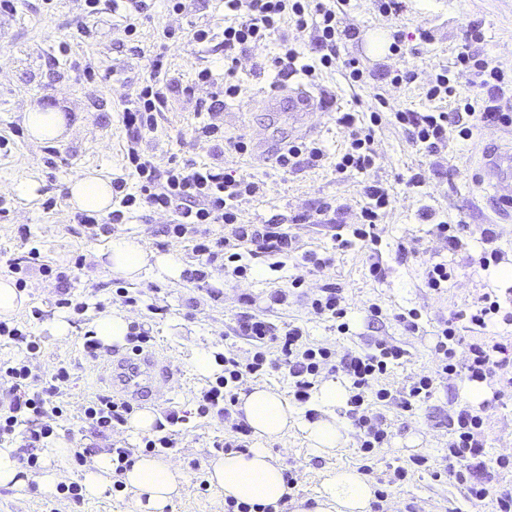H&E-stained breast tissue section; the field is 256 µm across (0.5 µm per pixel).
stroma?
I'll return each mask as SVG.
<instances>
[{
	"mask_svg": "<svg viewBox=\"0 0 512 512\" xmlns=\"http://www.w3.org/2000/svg\"><path fill=\"white\" fill-rule=\"evenodd\" d=\"M185 9L176 14L167 0H152L149 19L143 20L138 40H130L113 15L108 0H103L97 14L86 15L80 0H56L53 11H46L41 0H17L16 10L0 14V135L9 138L10 152L0 156V277L7 276L8 259L21 255L24 246L38 248L45 263L65 271L72 293L89 305L87 321L99 316V304L109 303L116 276L95 259L104 241L93 230L72 223L73 209L68 202L67 183L83 170H94L109 178H126L130 191L138 183L130 176L124 159L126 141L121 113L135 98L151 58L164 54L168 77L182 84H194L193 96L173 93L170 108L158 122V128L146 136L143 145L158 165L169 161L195 160L217 163L225 171L251 175L263 183V194L243 207L244 221L259 224L272 214L295 216L312 209L324 200L336 203V211L322 224H293L302 250H331L336 230L359 223L362 191L369 177L375 176L391 185L395 201L387 209L379 226L381 244L378 259L386 270L382 281L369 275V252L359 244L338 252L334 265L325 272L308 274L302 266L288 263L278 272L264 270L262 276L243 281L227 279L224 297L214 301L184 279H160L152 274L127 281L129 290L156 283L162 288L160 303L166 312L154 315L145 306L125 307L127 318L143 325L152 336L151 347L166 356L175 373L168 399L148 401V409L159 419L170 413L187 416L176 425L175 437L180 448L175 462L184 474L183 490L169 512H224V497L215 487L201 488L208 468L218 453L214 440L223 439L224 424L218 418L197 413L195 394L212 384V377L196 374L192 357L196 352L223 353L231 348L240 358L251 356L246 341L229 335L239 298L249 295L256 309L268 307L271 291L283 287L288 278L303 276L305 292L313 294L325 283L343 288L348 307L349 331L338 334L332 321L314 315L305 302L289 298L287 305L273 309L274 322H288L304 328L309 340L332 345L337 354L349 351H372L376 340L384 339L402 346L408 355L384 378L395 390L410 385L414 377L431 371L434 366L433 333L440 322L458 312L472 308L484 295L502 305L512 304V283H501L494 266H480L484 249L481 231L493 225L496 246L502 260L512 263V211L496 214L488 192L480 180L479 162L483 150L506 133L500 125H490L464 140L450 134L447 153L448 175L430 177L426 197L420 198L407 187L409 177L428 169L431 159L419 147L407 141L400 128L382 122L375 129L373 148L377 168L373 175L351 173L336 175L334 163L343 151L348 130L338 121L343 112L370 114L380 109L409 108L424 112L433 103L423 89L440 69H447L451 85L460 92L471 93L473 77L456 67L454 49L462 40L468 23H479L484 39L478 50L493 65L512 75V0H406V10L399 18L381 15L372 0H351L341 17L343 26L354 28L355 39L343 43L344 57L356 59L365 73L379 74L409 68L416 79L409 84L382 87L384 102H377L371 85L350 86L340 71L320 69L315 84L293 73L291 67L276 64L280 54L279 39L262 50L239 56L237 78L245 92L225 99L216 115L225 136H246L251 129L263 130L276 140L295 141L293 122L286 112H273L262 105V96L284 78L309 86L322 95L327 106L318 113L317 131L307 134V141L317 143L326 156L320 165L301 163L285 173L275 165L274 156L261 157L256 152L245 155L226 149L214 151L210 141L196 137L194 129L201 119L198 104L210 101L224 86V0H184ZM206 26L212 39L203 45L185 42L160 50L159 36L164 28L190 29ZM427 30L430 39L419 43V30ZM404 31V41L417 45L416 53L392 51V35ZM92 63L94 79H85L82 69ZM210 68L214 84L195 81L197 71ZM57 107L67 117L64 134L51 142L30 140L24 113L32 105ZM28 178L39 183L36 198L16 196L13 185ZM430 205L437 220L448 223L466 221L469 230L462 245L449 249L436 235L433 225L418 216L421 205ZM171 214L142 209L128 223L112 225L115 234H132L148 250H155L157 235ZM414 248L407 260L396 255L398 245ZM447 261L455 271L447 288L435 292L424 286L425 264L429 260ZM58 285L39 271H31L25 294L27 301L15 315L18 323H29L39 336L41 349L32 359L38 374L51 372L56 364L69 365L71 378L61 384V399L67 406L50 446L67 441L73 447L94 444L98 451L112 445L135 444L139 435L129 428H115L106 438L93 437L83 422V407L96 396L106 394L103 358L88 357L81 346V329L71 312L55 308ZM378 305L380 317H370V305ZM41 308L43 321H29L32 308ZM417 311L420 330L410 333L395 319L396 314ZM69 322L67 335L58 337L53 326L58 320ZM467 379L439 377L435 393L427 402L406 412L397 406L383 407L391 439L387 448L377 451L371 461L375 476L389 480V496L383 512H493L492 504L475 507L464 492L448 480H436L431 467L441 464L448 453V416L456 408L468 405ZM487 394H498V401L481 408L488 461L512 456V367L504 366L483 384ZM269 452L283 469L294 470L298 483L297 497L315 494L321 470L332 467H361L358 432L349 429L348 439L335 454H313L299 429L269 442ZM426 457L429 468L413 465L416 457ZM408 470L406 480L393 482L396 467ZM0 512H136L135 494L105 491L94 500L76 504L63 491L41 492L37 485L24 490L0 489Z\"/></svg>",
	"mask_w": 512,
	"mask_h": 512,
	"instance_id": "1",
	"label": "stroma"
}]
</instances>
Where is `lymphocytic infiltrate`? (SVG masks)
<instances>
[{
  "mask_svg": "<svg viewBox=\"0 0 512 512\" xmlns=\"http://www.w3.org/2000/svg\"><path fill=\"white\" fill-rule=\"evenodd\" d=\"M346 4L347 0H224L225 96L235 98L244 92L234 69L238 55L263 48L290 20L298 29L313 32L312 50L317 58L309 63L302 62L301 52L286 45L279 63L299 66L302 75L310 80L315 79L317 69L338 67L350 85L365 84L364 72L357 61L340 56L341 44L355 35L354 29L340 25L339 16ZM482 37L479 25H469L455 50V65L469 69L474 76V94L458 93L450 85L447 71L443 70L436 74L426 95L433 100H452V109L416 112L401 108L386 117L427 156L447 151L449 129H456L458 137L466 140L489 124L512 126V106L504 102L508 90L512 89V78L491 66L474 50V43ZM162 68V60L154 59L147 81L122 112L126 166L138 180V193L127 192L125 178H115L108 217L102 219L94 213L79 212L74 216L76 223L104 232L109 225L123 223L127 214L140 207L172 213L174 219L163 226L162 233L168 241L189 245L195 266L185 270L184 278L213 300L220 299L222 291L212 285V278L220 274L246 278L254 259L297 257L302 265L317 273L332 266L334 255L314 251L297 253L283 215L271 216L260 224L242 222L243 205L260 197L263 190L254 177L236 176L224 172L223 168L193 160L172 161L162 168L153 156L145 153L143 139L157 129L158 119L167 111L173 92L172 84L160 79ZM382 118L376 112L366 119L355 112L342 113L339 122L348 128L349 140L344 152L337 157V174L365 173L374 168L372 145L375 128ZM364 197L359 224L353 228L351 238H337V249L349 248L356 241L372 249L377 247V226L394 197L379 180L365 185ZM217 224L224 227V235H214L213 227ZM7 266L17 288L25 287L30 269L36 267L44 276L62 285L56 307L78 315L87 310L86 302L74 301L66 290V272L43 263L38 248H30L8 260ZM242 303L244 308L236 313L232 331L253 348L252 359L244 364L233 351H225L223 375L209 388L201 390L198 400L200 413L216 416L227 424V437L213 443L214 448L227 452L248 449L244 440L248 428L235 416L239 386L272 369L285 371L295 399L302 403L309 401L320 374L345 373L351 381L348 417L359 431L360 450L368 458L375 449L387 447L390 442L386 417L373 410V403H394L409 411L432 396L436 377L462 374L468 380L484 382L493 378L498 369L512 364V343L467 342L459 334L457 324L461 321L480 330L491 324L512 326V309L501 307L498 300L487 296L475 309L459 312L456 320L441 323L435 333L433 373L414 378L405 391L399 393L380 386L379 381L391 365L406 357L407 351L401 346L381 340L373 352L362 355L351 351L339 357L330 347L304 339L300 327L288 323L280 325L265 313L251 311V298H243ZM69 376L68 368L63 365L55 366L49 375L40 376L32 373L24 360L0 361V380L10 383L4 397L0 398V441L18 433L29 447H43L45 440L54 433L53 421L64 414V407L56 396L60 382L68 380ZM132 412L133 407L127 402L99 396L84 407L83 419L102 436L115 427L126 425ZM482 426V417L469 407L457 408L449 414L448 463L434 471L433 476L448 478L461 487L473 504L488 501L494 512H512V487L496 489L492 486L496 471L511 468L512 460L502 457L495 465H488ZM159 448L174 456L180 452L176 438L170 433L145 435L137 448H113V490H123L121 476L124 469L134 463L138 451L152 452Z\"/></svg>",
  "mask_w": 512,
  "mask_h": 512,
  "instance_id": "f902f5d3",
  "label": "lymphocytic infiltrate"
}]
</instances>
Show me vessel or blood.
I'll use <instances>...</instances> for the list:
<instances>
[{"mask_svg": "<svg viewBox=\"0 0 512 512\" xmlns=\"http://www.w3.org/2000/svg\"><path fill=\"white\" fill-rule=\"evenodd\" d=\"M269 110H286L296 115L319 109L320 98L302 87L282 82L263 98ZM482 181L494 200L503 205L512 204V142L501 141L490 149L482 163ZM170 364L152 351H141L110 362L107 382L117 396L131 404L164 396L170 390Z\"/></svg>", "mask_w": 512, "mask_h": 512, "instance_id": "obj_1", "label": "vessel or blood"}]
</instances>
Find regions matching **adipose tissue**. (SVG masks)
Here are the masks:
<instances>
[{
  "label": "adipose tissue",
  "instance_id": "ef3b65f1",
  "mask_svg": "<svg viewBox=\"0 0 512 512\" xmlns=\"http://www.w3.org/2000/svg\"><path fill=\"white\" fill-rule=\"evenodd\" d=\"M68 189L74 209L101 213L111 209L112 187L102 177L85 171L76 173L70 178ZM96 258L105 268L130 280L151 271L162 278L180 275V265L173 256L148 253L131 235L113 238L97 251ZM348 397L349 392L340 381H324L316 392L323 417L302 424L296 408L285 397L270 388L253 385L240 393L236 410L254 436L264 441L279 439L294 425H302L310 447L322 455L342 447L348 439L347 427L335 415L336 408L344 405ZM67 454V443H60L52 450L51 462L33 477L21 467L15 448H0V488L22 490L33 481L41 491H53L60 479L58 464ZM122 480L136 491L139 512H167L180 492L183 475L173 464L143 456L124 471ZM209 480L225 497L239 503L276 506L288 499L284 471L269 450L262 447L244 453L229 452L214 459ZM373 500L374 488L368 477L355 469L336 468L321 473L312 507H305L297 499L291 502L292 512H372Z\"/></svg>",
  "mask_w": 512,
  "mask_h": 512
}]
</instances>
